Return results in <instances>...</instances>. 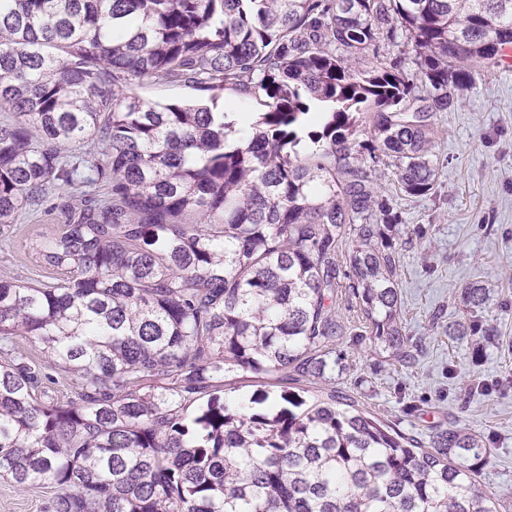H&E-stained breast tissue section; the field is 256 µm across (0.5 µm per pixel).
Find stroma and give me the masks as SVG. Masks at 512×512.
<instances>
[{"label": "stroma", "mask_w": 512, "mask_h": 512, "mask_svg": "<svg viewBox=\"0 0 512 512\" xmlns=\"http://www.w3.org/2000/svg\"><path fill=\"white\" fill-rule=\"evenodd\" d=\"M437 177L431 194L404 193L392 168L382 189L402 216L398 227L401 320L414 355L401 363L346 336L336 344L337 395L382 422L426 442L448 427L480 435L493 448L479 471L481 489L512 512V67L485 70L454 106L438 116ZM101 185L63 187L0 235V277L48 282L56 270L28 249L55 234L67 208ZM492 289L480 319L498 330L496 345L472 361L467 343L451 339L449 322L468 317L461 293L470 282ZM57 489H20L0 477V512H47Z\"/></svg>", "instance_id": "1"}]
</instances>
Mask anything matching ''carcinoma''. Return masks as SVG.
<instances>
[{
  "label": "carcinoma",
  "mask_w": 512,
  "mask_h": 512,
  "mask_svg": "<svg viewBox=\"0 0 512 512\" xmlns=\"http://www.w3.org/2000/svg\"><path fill=\"white\" fill-rule=\"evenodd\" d=\"M403 37L416 71L352 67ZM508 45L512 0H0V234L54 187L110 186L33 244L67 277L0 279V476L62 490L49 512H498L474 480L493 449L463 429L425 445L334 392L224 387L334 380L344 290L355 335L411 358L380 167L429 195L437 114ZM156 80L261 111L136 95ZM448 335L478 357L497 329Z\"/></svg>",
  "instance_id": "1"
}]
</instances>
